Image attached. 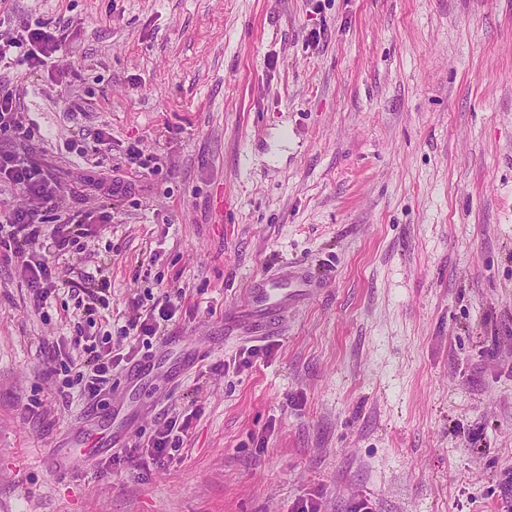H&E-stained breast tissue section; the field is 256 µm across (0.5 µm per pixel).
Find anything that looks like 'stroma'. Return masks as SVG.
I'll list each match as a JSON object with an SVG mask.
<instances>
[{
  "instance_id": "stroma-1",
  "label": "stroma",
  "mask_w": 512,
  "mask_h": 512,
  "mask_svg": "<svg viewBox=\"0 0 512 512\" xmlns=\"http://www.w3.org/2000/svg\"><path fill=\"white\" fill-rule=\"evenodd\" d=\"M71 22L52 70L0 68L68 192L109 209L60 281H110L93 321L44 316L0 264V512H502L512 471V0H7L6 25ZM319 29L310 42V29ZM108 129V145L94 132ZM150 161H127L129 146ZM120 179L130 193L108 195ZM287 263L319 294L241 361L224 316ZM183 290L164 337L209 345L142 392L127 444L190 416L185 459L130 469L111 389L63 406L83 355Z\"/></svg>"
}]
</instances>
